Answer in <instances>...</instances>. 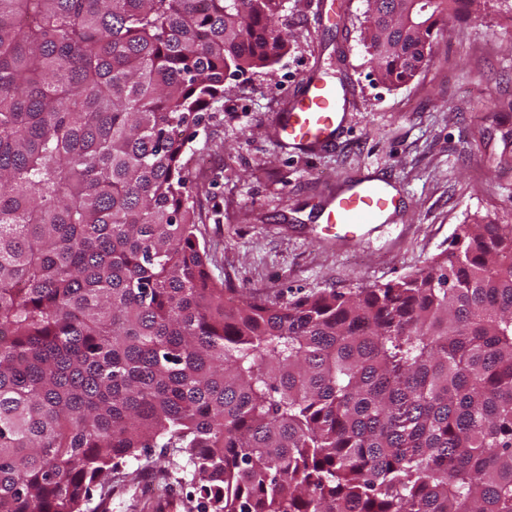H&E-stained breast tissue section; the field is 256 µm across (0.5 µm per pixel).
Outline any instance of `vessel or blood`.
I'll return each mask as SVG.
<instances>
[{
  "label": "vessel or blood",
  "instance_id": "vessel-or-blood-1",
  "mask_svg": "<svg viewBox=\"0 0 512 512\" xmlns=\"http://www.w3.org/2000/svg\"><path fill=\"white\" fill-rule=\"evenodd\" d=\"M348 105L344 87L319 76L307 77L281 112L276 137L300 148H330L336 142ZM394 204L395 197L386 182L365 179L332 195L318 218L322 223L340 226L351 238L360 239L365 226L381 223Z\"/></svg>",
  "mask_w": 512,
  "mask_h": 512
}]
</instances>
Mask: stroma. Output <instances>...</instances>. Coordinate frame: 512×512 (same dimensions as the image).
<instances>
[{
  "label": "stroma",
  "mask_w": 512,
  "mask_h": 512,
  "mask_svg": "<svg viewBox=\"0 0 512 512\" xmlns=\"http://www.w3.org/2000/svg\"><path fill=\"white\" fill-rule=\"evenodd\" d=\"M366 0H284L292 37L273 75L227 77L185 152L197 238L216 283L239 294L294 299L397 282L446 250L478 214L512 224V14L490 0L460 12L430 62L399 85L381 81L362 42ZM348 88L334 147L277 140L279 113L307 73ZM368 176L398 199L386 223L349 241L316 221L330 192ZM192 476L132 461L88 512H152L177 489L175 512H198Z\"/></svg>",
  "instance_id": "obj_1"
}]
</instances>
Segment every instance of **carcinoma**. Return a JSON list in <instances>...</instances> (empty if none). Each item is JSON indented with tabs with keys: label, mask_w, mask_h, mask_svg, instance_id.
Returning <instances> with one entry per match:
<instances>
[{
	"label": "carcinoma",
	"mask_w": 512,
	"mask_h": 512,
	"mask_svg": "<svg viewBox=\"0 0 512 512\" xmlns=\"http://www.w3.org/2000/svg\"><path fill=\"white\" fill-rule=\"evenodd\" d=\"M429 61L455 0L392 29ZM283 0H0V512H87L131 459L204 512H512V224L405 279L224 298L182 163L226 75L270 73Z\"/></svg>",
	"instance_id": "carcinoma-1"
}]
</instances>
